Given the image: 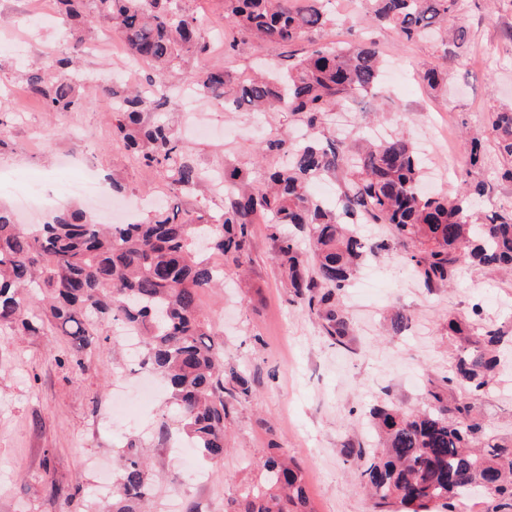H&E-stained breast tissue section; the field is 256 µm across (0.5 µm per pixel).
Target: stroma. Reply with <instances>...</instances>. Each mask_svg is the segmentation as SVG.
<instances>
[{"instance_id": "1", "label": "stroma", "mask_w": 512, "mask_h": 512, "mask_svg": "<svg viewBox=\"0 0 512 512\" xmlns=\"http://www.w3.org/2000/svg\"><path fill=\"white\" fill-rule=\"evenodd\" d=\"M197 18L209 50L185 56L182 75L224 64L235 79L257 64L285 63L288 54L338 46L354 38L365 13L363 0H337L335 25L313 31L291 49L239 41L224 52V0H177ZM462 21L471 41L464 55L445 53L438 42H408L391 29L369 26L366 37L389 64L406 62L408 74L391 80L385 98L370 112L337 113L335 129L356 140L376 130H402L426 149L429 187L451 192L462 182L484 183L476 206L512 209V183L500 181L501 158L486 117L512 107V0H462ZM53 0H0V204L14 205L19 192L45 199L60 195L64 159L91 163L100 176L122 187L120 200L171 199L186 210H219L222 199L201 185L190 195L173 191L157 172L138 164L112 137V103L92 99L69 114L46 111L25 91L19 75L69 47L60 21H46ZM80 70L101 81L121 80L132 66L118 32L99 20L85 35ZM445 72L442 87L420 79L431 67ZM157 120L170 124L188 144L195 163L208 171L225 163L253 170L257 148L269 136L298 135L300 121L285 112L256 114L198 100L185 108L174 98ZM479 139L483 158L470 167L463 137ZM340 304L351 321L344 345L332 344L321 321L293 303L274 262L265 225L252 227V248L243 267L224 268V285L205 291L203 314L224 346L226 365L245 377L250 394L226 424L223 459L201 463L195 452L173 455L177 416L165 396L152 404L131 402L112 409L122 369L125 389L135 394L140 372L128 357L118 326L98 324L84 364L74 373L65 336L0 335V512H104L95 487L117 479L118 462L130 440L143 444L157 481L151 512H224L241 485L259 480V464L271 445L286 448L302 466L315 512H370L357 485L360 463L348 460L349 445L371 440L369 411L389 402L423 408L425 393L450 374L456 347L448 341L449 317L478 318L512 336V276L465 267L458 281L432 291L421 288L398 257H368ZM410 317L396 336L388 329L396 310ZM477 411L496 434L512 436V345L500 355L498 373ZM202 466L205 483L187 471Z\"/></svg>"}]
</instances>
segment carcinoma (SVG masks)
<instances>
[{
    "mask_svg": "<svg viewBox=\"0 0 512 512\" xmlns=\"http://www.w3.org/2000/svg\"><path fill=\"white\" fill-rule=\"evenodd\" d=\"M72 28L71 52L56 55L25 74L27 90L49 112H79L91 98L87 78L73 72L85 38L80 21L90 14L109 22L131 58L154 71L149 89L120 96L108 84L94 86L117 100L113 137L141 164L163 173L172 189L190 192L207 181L165 123L149 117L170 102L168 76L182 58L203 54L198 20L174 0H55ZM370 21L394 29L406 41L443 34L462 49L465 25L446 32L461 0H366ZM333 0H224V23L234 38L293 45L336 21ZM379 50L363 38L347 47H315L282 72H255L234 82L214 64L192 78L200 95L218 102L228 95L252 112H287L313 136L296 142L271 138L262 152L285 161L252 174L224 164V206L213 212L182 210L164 203L131 224H101L79 210H61L33 229L16 223L0 205V331L21 328L33 335L69 337L75 351L89 344L97 320L110 318L140 334V368L160 376L169 404L189 446L203 460L224 456L225 422L249 387L225 371L224 349L215 344L199 296L224 281V268L240 265L251 250V226L264 224L288 287L302 307L322 320L324 334L342 344L349 321L338 296L370 255L404 247L421 287L450 285L460 267L474 264L512 270V211L475 217L473 198L481 183L465 184L453 196L422 188L418 152L401 132L353 147L336 139L330 117L349 99L378 83ZM489 126L502 158L501 178L512 182V108L489 112ZM336 182V205L316 197L318 179ZM359 224H383L391 237L367 240ZM505 339L499 328L448 319V340L457 359L444 386L428 390V409L373 410L374 445L349 446L347 457L369 458L360 488L374 512H454L482 480L492 484L485 512L512 509V438L495 435L476 413L496 366L493 349ZM259 483L239 489L227 512H314L299 463L278 446L268 449ZM153 496L148 459L136 444L121 455L118 490L106 512H142Z\"/></svg>",
    "mask_w": 512,
    "mask_h": 512,
    "instance_id": "1",
    "label": "carcinoma"
}]
</instances>
